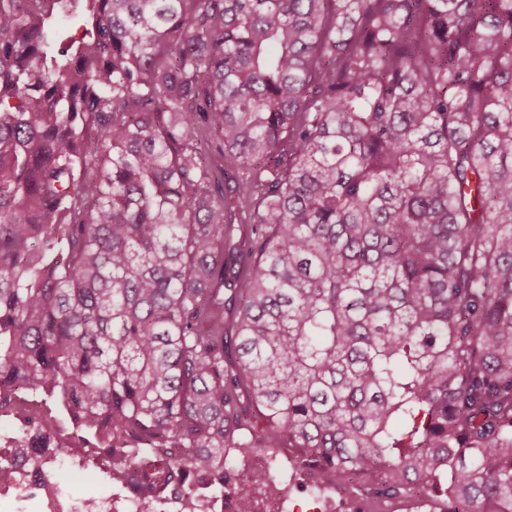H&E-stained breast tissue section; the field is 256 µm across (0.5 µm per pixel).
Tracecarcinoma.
Masks as SVG:
<instances>
[{"mask_svg":"<svg viewBox=\"0 0 512 512\" xmlns=\"http://www.w3.org/2000/svg\"><path fill=\"white\" fill-rule=\"evenodd\" d=\"M14 390L144 500L512 512V0H0ZM280 469L288 472H274L264 458H253L244 467L239 477L245 486L252 485L256 489L264 490L269 485V494H261L258 499V508L255 512H310L313 511L312 491L303 487L302 476L293 463H289L285 456H280L277 462ZM293 480L291 486L288 478ZM290 486V489H289ZM289 491V494H288ZM289 497V502H288ZM288 502V509H287Z\"/></svg>","mask_w":512,"mask_h":512,"instance_id":"cac0c4a2","label":"carcinoma"}]
</instances>
